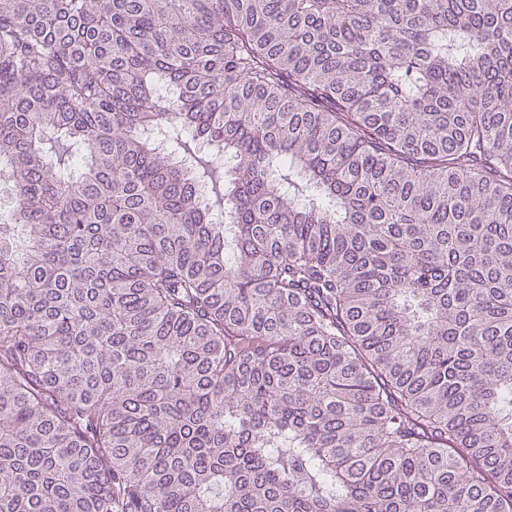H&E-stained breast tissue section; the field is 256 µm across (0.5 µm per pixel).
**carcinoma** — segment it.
<instances>
[{
	"mask_svg": "<svg viewBox=\"0 0 512 512\" xmlns=\"http://www.w3.org/2000/svg\"><path fill=\"white\" fill-rule=\"evenodd\" d=\"M0 512H512V0H0Z\"/></svg>",
	"mask_w": 512,
	"mask_h": 512,
	"instance_id": "carcinoma-1",
	"label": "carcinoma"
}]
</instances>
